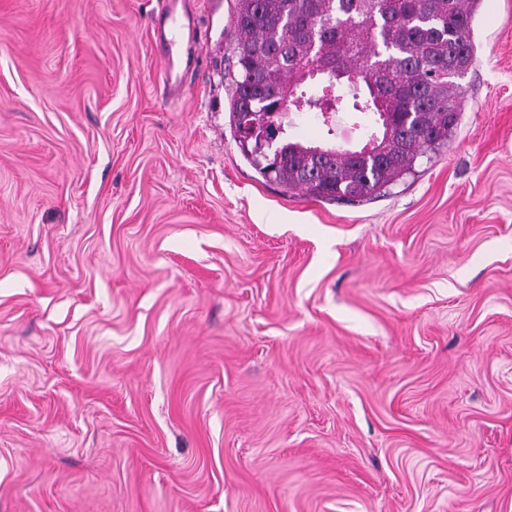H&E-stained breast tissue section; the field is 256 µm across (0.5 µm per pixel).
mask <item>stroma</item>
<instances>
[{
  "label": "stroma",
  "instance_id": "1",
  "mask_svg": "<svg viewBox=\"0 0 512 512\" xmlns=\"http://www.w3.org/2000/svg\"><path fill=\"white\" fill-rule=\"evenodd\" d=\"M0 0V512H512V0L448 144L283 192L229 114L236 0ZM349 100L288 133L356 150ZM163 4L162 15L157 18L154 25L156 39L171 47H176L187 35L189 42L194 45L199 44L202 33L194 13L184 9L181 15H176L175 2L167 0Z\"/></svg>",
  "mask_w": 512,
  "mask_h": 512
}]
</instances>
